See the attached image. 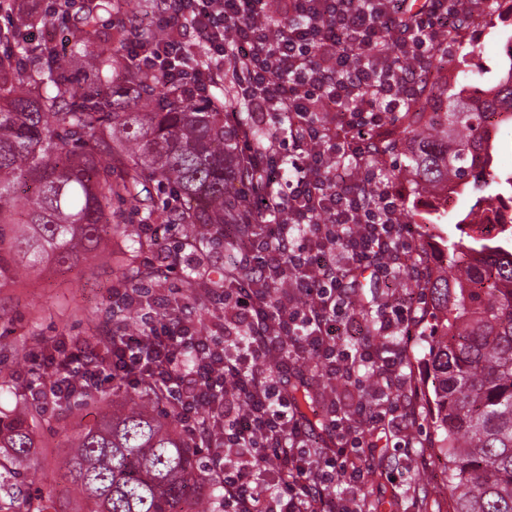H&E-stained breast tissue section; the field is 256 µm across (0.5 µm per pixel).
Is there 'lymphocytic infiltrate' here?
<instances>
[{
  "label": "lymphocytic infiltrate",
  "mask_w": 512,
  "mask_h": 512,
  "mask_svg": "<svg viewBox=\"0 0 512 512\" xmlns=\"http://www.w3.org/2000/svg\"><path fill=\"white\" fill-rule=\"evenodd\" d=\"M177 16L156 42L135 39L125 52L187 100L209 99L227 82L248 103L250 126L231 133L239 157L264 172L265 239L241 257L252 276L220 290L214 335L157 323L150 312L145 331L114 341L106 357L78 342L42 346L35 359L51 380L29 391L52 403L106 372L133 385L153 377L182 430L206 436L224 512H366L361 430L402 427L392 385L408 353L336 341L354 315L348 271L391 277L402 245L396 195L367 169L356 135L400 111L413 78L387 57L427 59L451 25L452 0H178ZM195 43L208 68L197 65ZM256 127L266 148L255 146ZM308 356L324 376L344 373L363 400L348 408L327 393L320 421L301 417L291 388ZM321 431L345 447L316 450ZM258 478L268 479V494L255 492Z\"/></svg>",
  "instance_id": "1"
}]
</instances>
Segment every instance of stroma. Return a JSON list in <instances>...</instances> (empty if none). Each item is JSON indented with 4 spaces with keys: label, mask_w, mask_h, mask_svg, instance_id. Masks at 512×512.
<instances>
[{
    "label": "stroma",
    "mask_w": 512,
    "mask_h": 512,
    "mask_svg": "<svg viewBox=\"0 0 512 512\" xmlns=\"http://www.w3.org/2000/svg\"><path fill=\"white\" fill-rule=\"evenodd\" d=\"M511 38L512 21H492L483 13H475L468 28L449 36L448 54L434 72V80L441 87L493 83L500 71L503 48ZM112 212L114 223L120 227L140 225L144 248L131 245L119 229L89 265L67 273L51 267L32 270L12 287L0 289V366L11 372L14 385L12 391L0 394V412L7 414L29 403L28 384L35 376L31 354L41 345L76 338L89 343L115 331L127 313L120 294L132 285L130 271L145 272L143 284L153 295L176 292L182 296L185 306L171 313L170 321L189 320L203 335L212 334L215 309L200 298L187 265L199 259L210 273L221 272L228 257L223 245L199 252L188 246L181 229L158 219L145 220L142 214L118 203L113 204ZM177 246L184 249L182 267L167 271L151 268L158 250ZM427 327V321H420L418 334L399 337L409 352L403 372L411 379L399 397L413 416L410 436L414 447H396L390 438L382 449L364 454L361 496L369 512H448L444 492L448 460L434 447L436 435L422 385L428 353L422 332ZM111 408L112 383L108 380L90 391L82 411L66 410L61 403L44 408L38 427L39 448L29 478L49 495L57 512L85 510L59 467V448L66 435L93 424Z\"/></svg>",
    "instance_id": "obj_1"
}]
</instances>
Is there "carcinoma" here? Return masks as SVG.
Listing matches in <instances>:
<instances>
[{"mask_svg":"<svg viewBox=\"0 0 512 512\" xmlns=\"http://www.w3.org/2000/svg\"><path fill=\"white\" fill-rule=\"evenodd\" d=\"M115 0H82L65 13L76 31L67 50L20 42L0 31V288L21 272L55 265L78 268L104 249L118 225L112 201L150 217L153 190H172L171 224L205 248L203 227L237 224L245 197L232 190L251 166L231 169L234 148L224 109L185 104L160 73H144L101 35L98 22ZM30 58L28 68L19 57ZM508 66L484 87L461 86L444 100L429 83L435 59L417 76L418 90L393 130L368 138L365 161L381 169L409 154L416 190L435 200L452 186L471 187L475 202L457 215V238L443 242L425 277L410 281L427 301L431 324L428 399L439 449L448 458L449 512H512V174L491 176L497 126L512 124V44ZM84 62L76 84L69 59ZM298 411L311 414L318 389H293ZM112 412L64 442V477L88 512H206L204 439L181 428L177 410L149 376L136 387L115 378ZM38 406L0 418V501L7 512H48L27 470L38 448Z\"/></svg>","mask_w":512,"mask_h":512,"instance_id":"cac0c4a2","label":"carcinoma"}]
</instances>
